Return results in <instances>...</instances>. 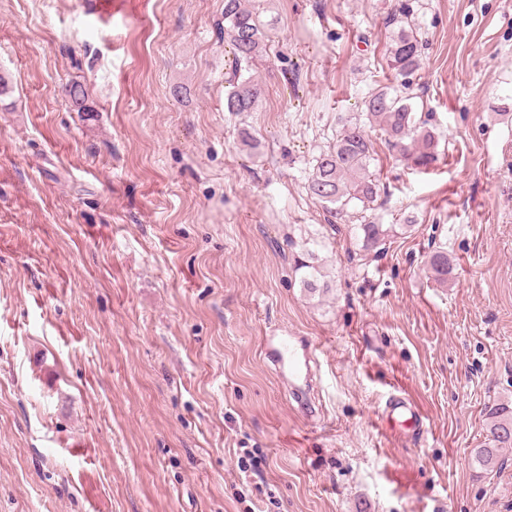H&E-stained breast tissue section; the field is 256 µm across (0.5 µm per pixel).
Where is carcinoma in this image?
I'll use <instances>...</instances> for the list:
<instances>
[{
	"label": "carcinoma",
	"instance_id": "obj_1",
	"mask_svg": "<svg viewBox=\"0 0 512 512\" xmlns=\"http://www.w3.org/2000/svg\"><path fill=\"white\" fill-rule=\"evenodd\" d=\"M224 20L233 61V81L227 93L225 108L229 112H250L255 108L259 88L252 78L243 77V66L262 55L268 42V23L262 20L255 3L248 0H224ZM390 66L394 78L402 86L420 67L419 40L412 29L400 27L393 35L389 48ZM62 95L78 112H89L87 92L77 82L62 87ZM365 121H346L336 133V140L320 155L308 183L309 192L325 204L327 210L340 215L352 201L368 204L377 197L378 181L369 174L371 143L365 127L375 123L382 126L388 144L397 157L413 169L425 170L437 161L438 141L435 133L417 121L411 104L392 97L383 89L372 93L364 102ZM363 246L376 249L386 242L392 228L382 224H361ZM428 267L435 281L446 284L453 270L448 251H433ZM486 446L475 449L476 461L485 469L497 463L501 448H512V401L494 403L486 409Z\"/></svg>",
	"mask_w": 512,
	"mask_h": 512
}]
</instances>
